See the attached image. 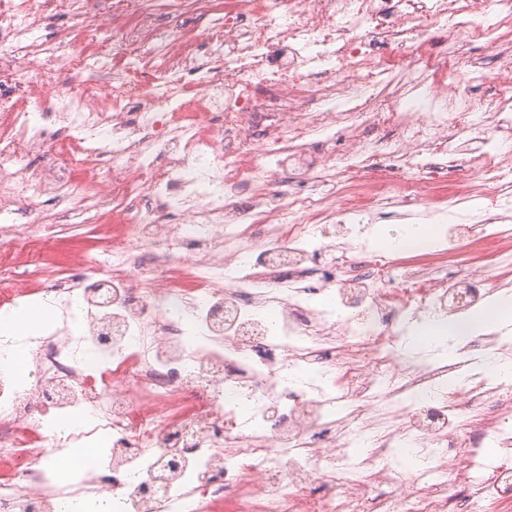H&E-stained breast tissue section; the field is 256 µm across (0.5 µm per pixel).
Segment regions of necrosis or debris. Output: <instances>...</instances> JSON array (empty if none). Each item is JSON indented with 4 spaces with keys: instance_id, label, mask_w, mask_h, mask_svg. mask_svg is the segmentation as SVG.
<instances>
[{
    "instance_id": "4bbe7bcc",
    "label": "necrosis or debris",
    "mask_w": 512,
    "mask_h": 512,
    "mask_svg": "<svg viewBox=\"0 0 512 512\" xmlns=\"http://www.w3.org/2000/svg\"><path fill=\"white\" fill-rule=\"evenodd\" d=\"M85 7L0 0V299L52 312L0 343V512L512 505V379L494 368L512 329L449 359L411 343L512 294L495 162L512 0H169V29L148 0ZM57 16L80 36H36ZM199 21L203 41L186 35ZM53 148L63 161L35 164ZM46 196L119 230L64 271L19 270L61 230L47 210L16 219ZM403 224L430 230L412 259ZM465 245L505 276L449 277Z\"/></svg>"
}]
</instances>
